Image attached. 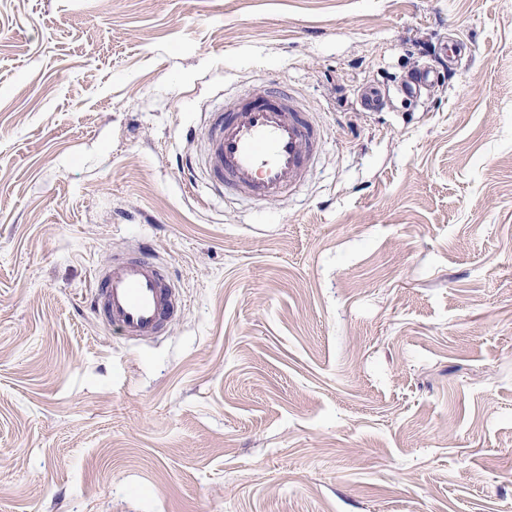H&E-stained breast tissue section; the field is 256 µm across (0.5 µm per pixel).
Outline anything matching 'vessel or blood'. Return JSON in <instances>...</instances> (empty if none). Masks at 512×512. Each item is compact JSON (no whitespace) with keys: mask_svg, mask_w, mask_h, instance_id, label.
<instances>
[{"mask_svg":"<svg viewBox=\"0 0 512 512\" xmlns=\"http://www.w3.org/2000/svg\"><path fill=\"white\" fill-rule=\"evenodd\" d=\"M320 142L313 114L286 92L227 101L210 116L205 165L211 187L277 202L300 187ZM95 277L92 312L101 325L120 328L130 340L159 336L181 309L168 268L145 248L113 256Z\"/></svg>","mask_w":512,"mask_h":512,"instance_id":"1","label":"vessel or blood"}]
</instances>
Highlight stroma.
<instances>
[{
    "label": "stroma",
    "mask_w": 512,
    "mask_h": 512,
    "mask_svg": "<svg viewBox=\"0 0 512 512\" xmlns=\"http://www.w3.org/2000/svg\"><path fill=\"white\" fill-rule=\"evenodd\" d=\"M271 78L307 177L214 195ZM143 244L135 343L87 302ZM0 512H512V0H0ZM320 142L313 113L283 90L229 100L210 116L205 165L211 187L261 203L277 202L300 187ZM90 305L97 321L133 341L159 336L181 310V298L163 263L140 246L99 267Z\"/></svg>",
    "instance_id": "stroma-1"
}]
</instances>
